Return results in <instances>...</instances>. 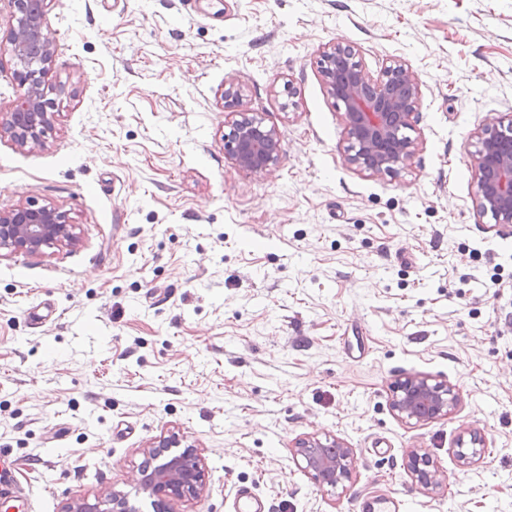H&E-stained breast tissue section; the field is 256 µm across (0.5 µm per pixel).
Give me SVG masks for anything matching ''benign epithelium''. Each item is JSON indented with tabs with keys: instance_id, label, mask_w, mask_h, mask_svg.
<instances>
[{
	"instance_id": "7a95c632",
	"label": "benign epithelium",
	"mask_w": 512,
	"mask_h": 512,
	"mask_svg": "<svg viewBox=\"0 0 512 512\" xmlns=\"http://www.w3.org/2000/svg\"><path fill=\"white\" fill-rule=\"evenodd\" d=\"M8 2L17 25L10 31L8 45H0V53L6 51L14 60L12 78L20 88L9 113V130L17 146L37 148L44 145L45 130L54 120L42 93L54 42L45 22V0ZM319 72L328 94L344 108L350 162L376 176L403 168L416 150V141L405 130L413 127L421 97V84L412 67L392 59L374 79L356 61L353 46L336 42L323 47ZM224 149L241 170L263 176L277 164L281 146L278 131L266 126L258 113L239 112L224 137ZM472 160L477 210L491 215L497 224H512V117L496 118L481 129ZM78 242L76 225L56 207L29 200L0 209V251L36 255L48 245L72 247ZM458 401V393L450 385L409 377L394 388L391 408L401 421L422 425L451 414ZM179 444L178 436L170 435L147 450L152 463L141 469L140 483L153 497V512H169L170 501L199 495L205 488V468L196 449L187 447L178 454H168V449ZM295 456L322 486L336 489L350 477L353 450L337 438L301 439L296 443ZM407 472L423 489L441 483L434 461L415 451L408 454ZM67 512L136 509L125 496L114 493L110 508L101 507L99 502H79Z\"/></svg>"
}]
</instances>
